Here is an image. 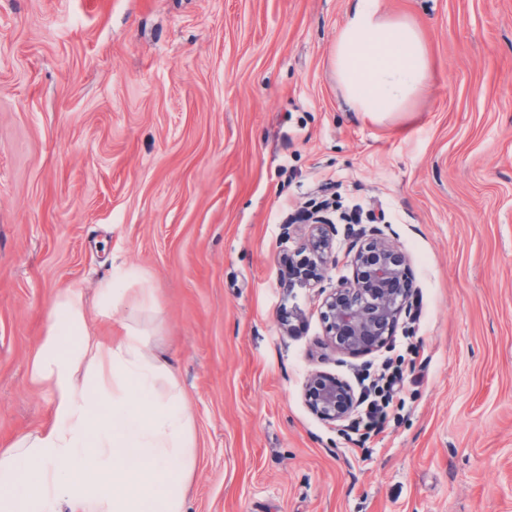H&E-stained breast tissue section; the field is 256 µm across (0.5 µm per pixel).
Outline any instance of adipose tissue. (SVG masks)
<instances>
[{"label":"adipose tissue","instance_id":"ef3b65f1","mask_svg":"<svg viewBox=\"0 0 512 512\" xmlns=\"http://www.w3.org/2000/svg\"><path fill=\"white\" fill-rule=\"evenodd\" d=\"M347 110L376 118L410 111L432 69L419 26L392 17L379 0H351L332 51ZM124 274L98 284L97 315L110 339L91 336L81 290L56 295L32 366L53 391V418L0 450V512H186L196 467L190 401L146 334L119 319Z\"/></svg>","mask_w":512,"mask_h":512}]
</instances>
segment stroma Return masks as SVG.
<instances>
[{
  "instance_id": "1",
  "label": "stroma",
  "mask_w": 512,
  "mask_h": 512,
  "mask_svg": "<svg viewBox=\"0 0 512 512\" xmlns=\"http://www.w3.org/2000/svg\"><path fill=\"white\" fill-rule=\"evenodd\" d=\"M433 64L413 111L343 103L349 0H0V449L52 420L32 362L58 291L133 269L119 309L191 402L186 512H512V0H381ZM384 210L418 320L357 357L322 289L361 229L331 226L322 288L282 283L297 208ZM419 350L366 447L304 395L316 372Z\"/></svg>"
}]
</instances>
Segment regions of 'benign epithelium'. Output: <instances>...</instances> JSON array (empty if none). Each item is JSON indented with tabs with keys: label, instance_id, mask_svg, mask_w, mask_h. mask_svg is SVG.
Masks as SVG:
<instances>
[{
	"label": "benign epithelium",
	"instance_id": "1",
	"mask_svg": "<svg viewBox=\"0 0 512 512\" xmlns=\"http://www.w3.org/2000/svg\"><path fill=\"white\" fill-rule=\"evenodd\" d=\"M304 250L312 265L301 274L302 284L314 288L320 270L335 259L328 220L318 218L309 225ZM352 265L353 279L338 283L322 302L326 336L344 354L383 346L407 312L411 292L406 255L380 233L356 250ZM306 391L313 410L331 422L344 419L353 406L350 388L320 372L309 377Z\"/></svg>",
	"mask_w": 512,
	"mask_h": 512
}]
</instances>
